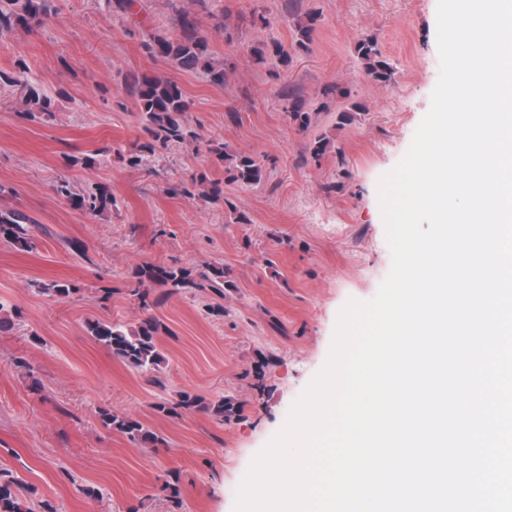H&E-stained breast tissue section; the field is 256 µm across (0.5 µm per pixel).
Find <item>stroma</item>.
I'll use <instances>...</instances> for the list:
<instances>
[{
  "label": "stroma",
  "instance_id": "stroma-1",
  "mask_svg": "<svg viewBox=\"0 0 512 512\" xmlns=\"http://www.w3.org/2000/svg\"><path fill=\"white\" fill-rule=\"evenodd\" d=\"M140 9L123 18L107 0H51L46 26L0 34V70L24 59L54 101L50 118L26 120L14 88L0 84V207L33 218L36 244L25 252L0 242V306L14 323L0 334V468L16 478L24 512L47 503L56 512H233L252 458L325 363L340 309L373 299L390 271L377 182L407 151L440 74L437 0H140ZM313 12V39L298 49L294 18ZM184 14L224 63L223 85L143 50L149 30L179 35ZM369 36L395 66L389 84L355 55ZM270 40L288 51V66L253 57ZM134 74L176 80L197 136L137 168L128 154L147 135L128 87ZM294 99L311 114L307 131L288 117ZM356 103L352 124L338 127ZM321 138L328 147L316 158ZM210 139L256 157L264 182L228 181L196 147ZM73 155L92 161L75 165ZM201 175L220 182L223 201L177 194ZM63 177L78 191L109 187L116 207L83 214L56 192ZM235 211L247 223H230ZM172 260L199 271L223 264L234 286L220 313L209 311L211 295L151 287L161 299L152 313L170 332L159 338V372L141 373L86 323L139 321L134 270ZM38 281L75 292L52 299ZM183 392L232 397L236 411L222 422L156 411ZM103 409L142 421L159 444L105 429ZM172 470L177 504L163 488Z\"/></svg>",
  "mask_w": 512,
  "mask_h": 512
}]
</instances>
